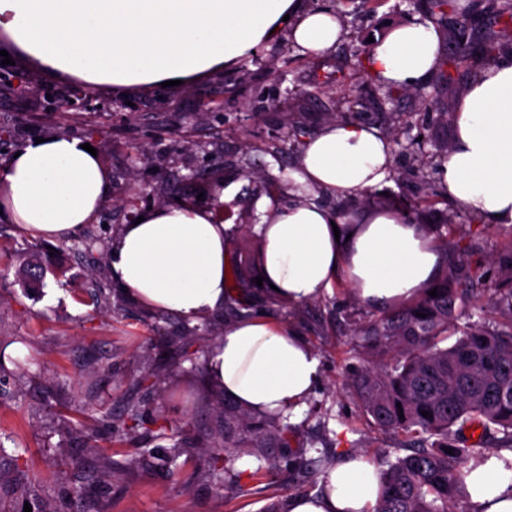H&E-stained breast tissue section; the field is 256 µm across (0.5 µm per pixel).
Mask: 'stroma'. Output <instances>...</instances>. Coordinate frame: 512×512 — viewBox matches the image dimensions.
Here are the masks:
<instances>
[{
    "label": "stroma",
    "mask_w": 512,
    "mask_h": 512,
    "mask_svg": "<svg viewBox=\"0 0 512 512\" xmlns=\"http://www.w3.org/2000/svg\"><path fill=\"white\" fill-rule=\"evenodd\" d=\"M303 5L338 13L345 37L334 50L305 55L283 33L237 64L186 84L93 87L78 107L60 95L75 79L43 71L0 38V51L14 61L12 87L0 92V124L18 128L25 141L83 139L112 183L96 219L65 239H35L0 220V512H265V495L225 497L224 467L216 462L227 398L207 363L228 315L219 310L192 323L143 305L112 279L110 242L137 213L124 199L142 186L152 207L177 198L207 208L210 174L221 170L228 221L238 227L229 256L245 245L261 249L253 230L261 201H291L288 172L299 148L288 137L290 123L311 135L330 113L349 110L370 122L381 109L405 124L388 132L399 140L398 177L373 192L372 208H388L419 194L403 172L421 168L438 180L434 165L408 143L452 141L455 125L446 116L482 71L473 62L448 67L418 88L387 94L352 63L367 38L420 18L415 0H384L372 12L357 11L351 0ZM339 69L346 80L322 86ZM137 148L151 163H133ZM30 264L42 267L41 282L24 278ZM371 313L341 284L333 295L300 305L294 317L280 304L263 309L320 360V381L280 456L326 449L343 457L390 445L388 434L360 413L347 384L349 369L361 362L351 330ZM127 408L139 414L130 428L120 419ZM162 423L169 428L164 436ZM131 446L148 449L149 460L132 459ZM177 446L185 453L174 470L166 459Z\"/></svg>",
    "instance_id": "stroma-1"
}]
</instances>
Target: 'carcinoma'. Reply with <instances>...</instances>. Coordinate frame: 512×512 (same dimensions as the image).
I'll return each instance as SVG.
<instances>
[{"instance_id": "obj_1", "label": "carcinoma", "mask_w": 512, "mask_h": 512, "mask_svg": "<svg viewBox=\"0 0 512 512\" xmlns=\"http://www.w3.org/2000/svg\"><path fill=\"white\" fill-rule=\"evenodd\" d=\"M427 17L441 22L454 10V0H418ZM501 27L512 29V0H499L495 10ZM473 16L456 18L451 34L454 45L450 62L463 64L476 58L484 67L500 54L499 43L489 40L476 47L465 35ZM439 196L433 182H426L423 195L408 203L406 212L432 204ZM508 255L498 262V285L490 292L481 278L472 287L461 282L471 278L472 244L455 243L453 257L444 264L435 283L437 296L424 291L389 312H382L353 330L363 364L349 373V381L361 413L375 427L394 435V445L375 454L371 462L382 480V494L375 512H454L463 497L462 473L472 460L486 456L490 442L512 451V227L505 228ZM247 265L254 277L246 280L239 271ZM262 252L244 255L226 275L228 304L236 314L251 311L241 300L256 287L262 275ZM489 301L499 320L457 328L466 308ZM461 332L448 346V332ZM428 415H422V412ZM472 435H466V432ZM295 427L274 417H256L233 407L224 411V471L229 475L224 491H245L243 473H236L237 457L261 449L262 464L248 474L258 481L278 469L276 456L267 448H288ZM331 461L323 455L293 463L298 480L315 484Z\"/></svg>"}]
</instances>
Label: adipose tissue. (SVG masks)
I'll list each match as a JSON object with an SVG mask.
<instances>
[{
    "label": "adipose tissue",
    "instance_id": "obj_1",
    "mask_svg": "<svg viewBox=\"0 0 512 512\" xmlns=\"http://www.w3.org/2000/svg\"><path fill=\"white\" fill-rule=\"evenodd\" d=\"M287 30L313 56L342 37L338 16L302 0H0V32L46 70L107 89L189 81L229 67ZM440 61L439 33L426 20L398 25L367 59L379 82L420 86ZM456 132L440 167L448 196L483 222L512 226V55L482 70L455 113ZM394 144L367 123L334 120L306 139L289 173L295 197L263 216L268 283L289 305L332 293L344 282L366 307L387 309L437 279L444 253L407 218L376 215L337 224L319 193L355 197L387 184ZM112 195L99 158L80 139L28 141L0 172V219L35 238H63L90 223ZM216 209L144 210L109 251L112 278L142 304L187 320L224 306L226 243ZM208 371L246 410L292 415L319 382V360L293 331L244 317L211 348ZM469 512H512V452L468 464ZM376 467L362 454L341 458L312 493L290 495L284 512H375Z\"/></svg>",
    "mask_w": 512,
    "mask_h": 512
}]
</instances>
